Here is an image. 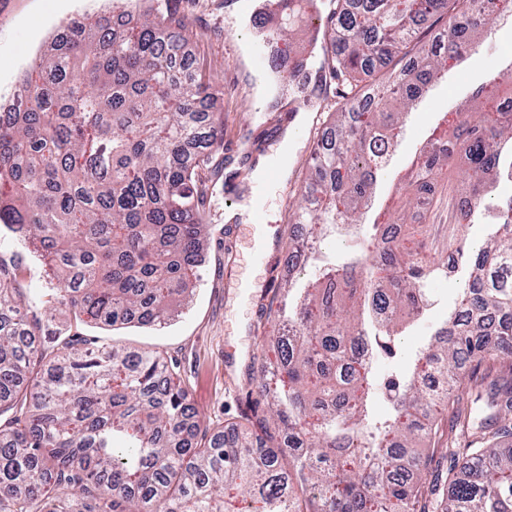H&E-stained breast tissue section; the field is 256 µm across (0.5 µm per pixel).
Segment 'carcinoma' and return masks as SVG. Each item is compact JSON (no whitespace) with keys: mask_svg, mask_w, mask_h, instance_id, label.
Instances as JSON below:
<instances>
[{"mask_svg":"<svg viewBox=\"0 0 512 512\" xmlns=\"http://www.w3.org/2000/svg\"><path fill=\"white\" fill-rule=\"evenodd\" d=\"M165 0L116 28L104 13L61 31L19 83L20 105L0 113V226L32 239L59 305L105 327L160 325L179 306L202 264L208 192L198 169L220 147L224 120L200 112L205 78L182 70L190 19ZM293 24V0H275ZM334 0L326 60L339 108L308 159L294 217L311 238L356 224L372 208L376 172L398 138L404 110L450 61H460L490 27L495 0ZM455 11L427 52L409 56L392 84L356 91L374 61L418 42L419 22ZM276 88L309 97L285 60ZM494 75L463 107L442 117L411 162L417 202L466 158L464 230L493 213L494 236L468 248L470 274L459 310L386 389L392 415L371 416L377 394L364 350L391 352L404 314H418L423 286L447 265L396 244L404 216L369 225L348 260L319 266L276 311L275 362L246 418L266 439L226 435L186 403L170 362L156 352L60 338L29 318L15 273L0 263V512H512V196L488 195L512 171V112H502ZM438 375L439 388L424 384ZM476 391L484 422L455 398L464 466L448 479L433 458L395 455L436 433L450 391ZM283 434L275 439L270 429Z\"/></svg>","mask_w":512,"mask_h":512,"instance_id":"carcinoma-1","label":"carcinoma"}]
</instances>
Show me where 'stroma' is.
<instances>
[{
	"instance_id": "obj_1",
	"label": "stroma",
	"mask_w": 512,
	"mask_h": 512,
	"mask_svg": "<svg viewBox=\"0 0 512 512\" xmlns=\"http://www.w3.org/2000/svg\"><path fill=\"white\" fill-rule=\"evenodd\" d=\"M236 0H180L179 9L190 17L198 33L188 50L193 73L213 86V111L224 116V144L200 176L212 198L206 211L208 235L205 261L187 304L166 325L152 328L105 330L84 324L58 306L46 288L39 261L30 256L9 233L0 234V263L16 270L18 285L34 315L52 314L64 335L122 348L156 351L173 363L194 407L210 428L232 430L243 425L242 412L249 399L258 398L262 367L267 355L260 351L272 330V300L282 297L288 278L284 265L293 231L291 215L305 181L309 154L320 138L328 112L336 108L333 96L314 90L305 112L304 127L295 128V100L276 98L273 87H260L268 62L247 58L251 41L250 21H234ZM112 0H0V91L17 86L33 60L49 46L63 23L111 11ZM512 61V17H498L485 40L467 60L436 81L408 117L401 138L384 167L378 186L386 196L396 178L404 176L417 147L436 118L470 99L489 76ZM298 143L286 158V187H273L265 195L266 220L275 233L266 251L270 286L257 297L258 315L238 317L241 305L235 288V256L242 245L229 224L249 221L256 183L253 174L259 160L271 158L289 130ZM430 221L444 231L431 258L448 266V272L432 277L428 290L433 303L429 318L403 329L396 357L381 358L374 370L378 378L398 374L442 326L460 301L459 289L468 276L466 258L458 254V232L448 226V203L440 201L430 211Z\"/></svg>"
}]
</instances>
